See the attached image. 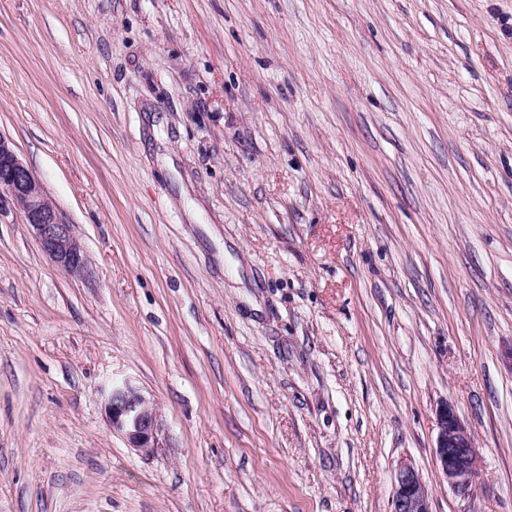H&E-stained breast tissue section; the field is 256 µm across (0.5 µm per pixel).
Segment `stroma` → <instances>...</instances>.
<instances>
[{
    "mask_svg": "<svg viewBox=\"0 0 512 512\" xmlns=\"http://www.w3.org/2000/svg\"><path fill=\"white\" fill-rule=\"evenodd\" d=\"M0 136V512H512V0H0ZM2 198L22 214L42 251L61 270L85 273L86 254L72 225L64 221L37 176L0 136V201ZM103 409L108 427L121 435L129 448L145 454L161 448L162 419L150 399L130 380L112 381ZM436 464L448 487L460 497H469L482 474V459L469 427L453 405L436 410ZM390 512H432L425 485L414 466L402 464L397 470Z\"/></svg>",
    "mask_w": 512,
    "mask_h": 512,
    "instance_id": "35a3bbf8",
    "label": "stroma"
}]
</instances>
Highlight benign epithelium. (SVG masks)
<instances>
[{"label": "benign epithelium", "instance_id": "1", "mask_svg": "<svg viewBox=\"0 0 512 512\" xmlns=\"http://www.w3.org/2000/svg\"><path fill=\"white\" fill-rule=\"evenodd\" d=\"M19 211L42 251L63 271L83 274L87 269L84 249L72 225L62 218L47 197L43 185L29 166L0 136V199ZM104 415L112 432L123 437L128 447L150 454L161 447L163 423L149 398L131 381L112 382L104 400ZM436 464L448 487L460 497H469L482 474V459L469 427L453 405L436 410ZM390 512H432L425 485L414 466L397 470Z\"/></svg>", "mask_w": 512, "mask_h": 512}]
</instances>
